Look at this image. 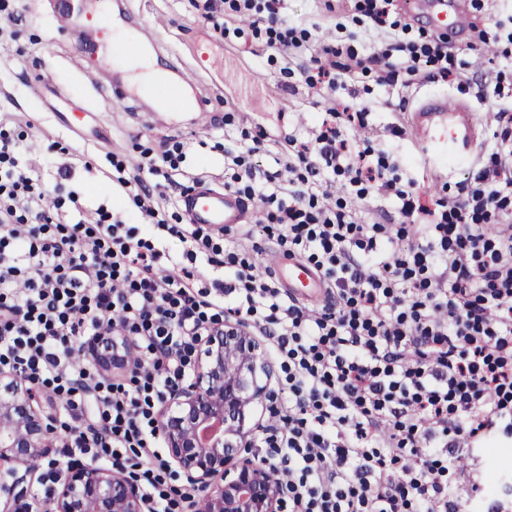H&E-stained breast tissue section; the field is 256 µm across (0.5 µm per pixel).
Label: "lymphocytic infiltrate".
I'll return each instance as SVG.
<instances>
[{"mask_svg": "<svg viewBox=\"0 0 512 512\" xmlns=\"http://www.w3.org/2000/svg\"><path fill=\"white\" fill-rule=\"evenodd\" d=\"M395 0H364L386 30L377 54L312 41L283 28L280 0H193L213 22L248 19L265 49L281 53L310 88L335 93L377 72L387 86L450 82L465 62L440 36L416 43L391 17ZM369 105L328 109L314 140L241 132L226 153L224 187L263 205L264 230L307 262L331 300L315 309L287 298L260 273L236 227L228 246L201 228L171 223L140 177L120 178L150 226L187 244L218 274L155 248L138 227L76 192L51 193L23 139L0 132V363L42 383L63 403L67 455L140 473L155 512H178L177 491L152 465L163 439L154 405L191 374L209 326L230 312L252 320L282 360V425L261 438L288 483L289 512H459L485 490L461 463L512 438V106L480 166L449 198H426L398 176L388 149L359 144ZM273 154L276 170L255 158ZM393 202L401 223L367 217L371 200ZM110 332L138 351L131 385L94 382L75 344ZM95 403L98 424L84 420Z\"/></svg>", "mask_w": 512, "mask_h": 512, "instance_id": "f902f5d3", "label": "lymphocytic infiltrate"}]
</instances>
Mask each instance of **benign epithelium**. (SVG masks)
<instances>
[{
    "mask_svg": "<svg viewBox=\"0 0 512 512\" xmlns=\"http://www.w3.org/2000/svg\"><path fill=\"white\" fill-rule=\"evenodd\" d=\"M193 378L169 390L159 411L173 473L207 512H280L287 492L275 465L253 452L251 408L271 398L274 365L248 327L226 321L208 333ZM80 354L105 376L134 368L133 347L95 336ZM57 453L55 418L41 396L0 367V512H30L42 482L38 462ZM55 481L42 512H153L135 480L97 461H55Z\"/></svg>",
    "mask_w": 512,
    "mask_h": 512,
    "instance_id": "7a95c632",
    "label": "benign epithelium"
}]
</instances>
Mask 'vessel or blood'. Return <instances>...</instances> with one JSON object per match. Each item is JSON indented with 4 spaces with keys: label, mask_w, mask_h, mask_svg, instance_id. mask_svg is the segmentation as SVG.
Instances as JSON below:
<instances>
[{
    "label": "vessel or blood",
    "mask_w": 512,
    "mask_h": 512,
    "mask_svg": "<svg viewBox=\"0 0 512 512\" xmlns=\"http://www.w3.org/2000/svg\"><path fill=\"white\" fill-rule=\"evenodd\" d=\"M408 9L418 10L434 27L458 35L463 29L464 0H404ZM148 34L133 27L120 37L102 40L97 50L102 55L135 59L144 55ZM409 127L417 144L432 161L465 158L479 139L477 126L467 116V106L444 96L424 99L409 114ZM180 207L191 224L221 230L245 223L256 206L235 193L210 183L196 185L180 199ZM270 265L290 295L311 298L323 288L320 275L304 261L272 255Z\"/></svg>",
    "instance_id": "vessel-or-blood-1"
}]
</instances>
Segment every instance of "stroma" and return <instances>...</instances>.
<instances>
[{
	"label": "stroma",
	"mask_w": 512,
	"mask_h": 512,
	"mask_svg": "<svg viewBox=\"0 0 512 512\" xmlns=\"http://www.w3.org/2000/svg\"><path fill=\"white\" fill-rule=\"evenodd\" d=\"M55 0H10L0 12V127L23 132L36 172L49 176L50 166L68 168L65 190H77L90 209L105 206L126 224L140 227L142 235L179 258L183 243L175 237L151 231L141 214L119 187L112 158L123 160L126 175L147 177L142 169V148H160L173 138L183 143L187 158L177 180L224 182V153L239 151V131L268 132L280 139L288 133L314 137L326 95L309 88L300 75L283 74V62L275 52L255 56L256 39L250 30H238L232 16L220 24L202 20L190 0H124L127 20L143 26L158 45L157 59L163 70L197 67L202 77L196 88L210 100L213 126L203 131L195 115L157 112L141 92H134L124 106L111 101L110 63L107 58L75 53L60 30L70 15H57ZM357 0H284L281 13L289 24L311 32L313 38L353 46L369 54L385 48L386 35L371 25L356 22ZM472 22L497 28L500 39L493 46L477 45L469 59L481 60V72L466 68L450 83H422L408 88L389 87L365 78L339 90L343 100L371 102L376 113L360 132L372 145L394 148L402 168L413 174L421 189L436 196L455 186L474 169L473 162H455L437 168L410 135L392 136L389 127L407 126L414 104L432 95L465 101L481 130L479 146L494 139L497 125L492 114L500 99L495 86L512 95V0H471ZM248 69L255 82L242 93L239 69ZM502 93V94H503ZM89 117L80 132L64 125L76 108ZM56 141L60 153L47 155L44 147Z\"/></svg>",
	"instance_id": "stroma-1"
}]
</instances>
